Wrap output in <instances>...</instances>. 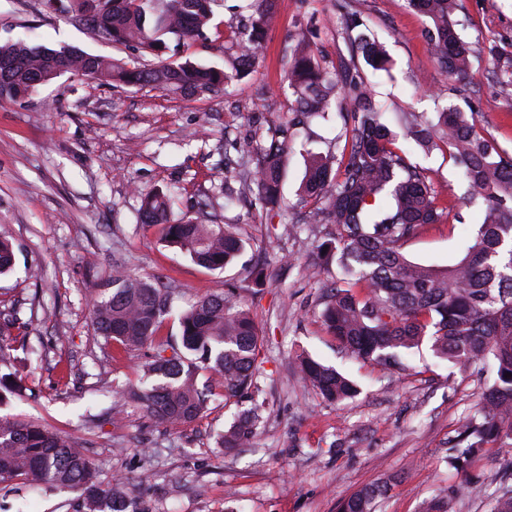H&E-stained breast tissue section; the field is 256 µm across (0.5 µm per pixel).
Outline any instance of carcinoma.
Instances as JSON below:
<instances>
[{
	"label": "carcinoma",
	"mask_w": 512,
	"mask_h": 512,
	"mask_svg": "<svg viewBox=\"0 0 512 512\" xmlns=\"http://www.w3.org/2000/svg\"><path fill=\"white\" fill-rule=\"evenodd\" d=\"M217 0H45L54 13L78 21L114 44H134L153 55L168 49V39L196 41L205 36ZM428 21L425 38L446 76L460 79L471 67V47L454 15L458 0H408ZM274 0H250L249 25L239 32L224 66L159 61L151 68L128 67L110 58L61 46H30L23 39L0 43V100L21 102L35 89L70 73L106 83L151 86L184 97H204L255 71L264 60L265 40L274 20ZM358 54L375 71H388L382 48L363 34L353 38ZM288 85L293 112L328 116L339 108L350 117L344 145L336 157L311 156L301 203L321 206L334 225L328 256L336 259L340 282L329 289L321 317L336 340L353 356L387 366L403 365L400 350L430 343L434 355L467 365L492 359L493 384L481 393L450 448L446 463L465 469L478 449L512 448V158L491 138L477 132L472 115L448 105L430 120L403 115L411 148L396 146L398 133L381 122L357 69L327 72L306 40L291 50ZM288 124L269 127L249 149L245 171L250 194L262 211L281 205V177L287 157ZM446 148L467 185L478 228L464 257L437 269L406 259L405 241L427 224H439L444 210L410 149L426 154ZM172 193L144 196L143 224L161 229L162 239L208 270H222L243 252L245 242L233 224H202L173 219ZM15 265L13 244L0 238V274ZM178 289L112 273V290L92 298L95 334L126 351L151 349L141 368L148 386L138 399L156 422H192L205 411L208 395L197 375L209 372L224 389V399L242 398L254 388L262 333L234 293L199 297L179 314L180 343L157 340L174 310ZM306 380L324 399L342 403L358 386L336 369L312 358L301 359ZM261 422L260 405L238 411L216 438L219 448L246 444ZM27 476L50 486L79 488L77 512H145L120 486L102 487L82 449L33 422L0 418V482ZM387 483L367 485L345 500L340 512H373Z\"/></svg>",
	"instance_id": "obj_1"
}]
</instances>
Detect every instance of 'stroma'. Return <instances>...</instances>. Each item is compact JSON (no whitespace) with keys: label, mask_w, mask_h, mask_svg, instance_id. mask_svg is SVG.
<instances>
[{"label":"stroma","mask_w":512,"mask_h":512,"mask_svg":"<svg viewBox=\"0 0 512 512\" xmlns=\"http://www.w3.org/2000/svg\"><path fill=\"white\" fill-rule=\"evenodd\" d=\"M456 18L472 43L465 92L440 76L427 49L425 17L406 0H276L275 26L257 72L205 98L148 86L112 85L64 74L39 86L26 103L0 101V236L16 249L13 272L0 275V312L16 317L24 338L0 362V375L21 383L0 417L37 421L82 443L102 485L124 482L146 512H339L362 487L384 481L377 512H420L425 500L451 494V512H493L512 475L501 464L512 448H482L466 472L448 468L451 439L494 380L493 364L461 369L429 345L408 351L407 369L351 357L327 331L321 311L336 265L322 253L333 225L314 204L298 202L314 153H340L338 117L288 131L291 149L280 209L263 213L237 191V161L256 132L287 115L294 98L287 61L310 40L324 66L357 60L346 21L357 15L377 40L390 72L365 69L384 118L434 116L454 104L474 113L484 133L512 156V85L497 71L512 66V0H459ZM246 0H223L204 41L180 46L178 60L222 64ZM17 36L48 47L72 46L128 65L157 56L101 40L90 29L44 9L42 0H0V42ZM438 199L457 204L464 187L447 153L416 155ZM175 192V217L237 225L246 247L222 271L194 264L140 221L141 200ZM298 230L290 225L297 217ZM444 216L406 241L411 262L445 267L465 254L477 226ZM157 279L192 301L233 290L264 336L256 372L264 403L256 435L225 451L214 440L237 411L212 385L197 420L164 426L126 397L141 386L140 356L95 335L89 302L113 269ZM335 367L358 394L335 404L306 382L300 356ZM78 491L34 485L27 477L0 484V512H74Z\"/></svg>","instance_id":"obj_1"}]
</instances>
